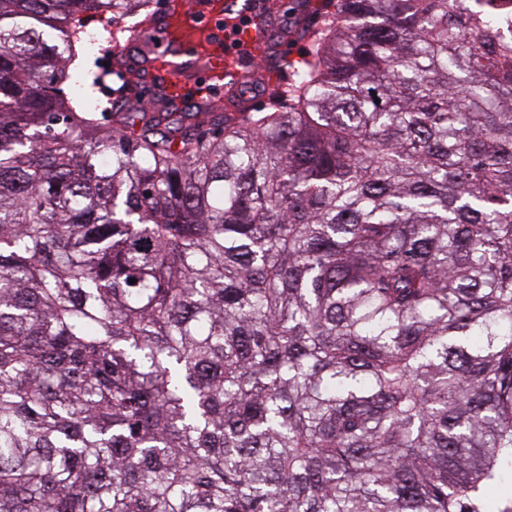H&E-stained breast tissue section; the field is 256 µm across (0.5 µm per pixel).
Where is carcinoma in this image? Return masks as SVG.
<instances>
[{
    "instance_id": "1",
    "label": "carcinoma",
    "mask_w": 512,
    "mask_h": 512,
    "mask_svg": "<svg viewBox=\"0 0 512 512\" xmlns=\"http://www.w3.org/2000/svg\"><path fill=\"white\" fill-rule=\"evenodd\" d=\"M336 0L252 112H107L0 0V512H512V13ZM135 283H129V279Z\"/></svg>"
}]
</instances>
